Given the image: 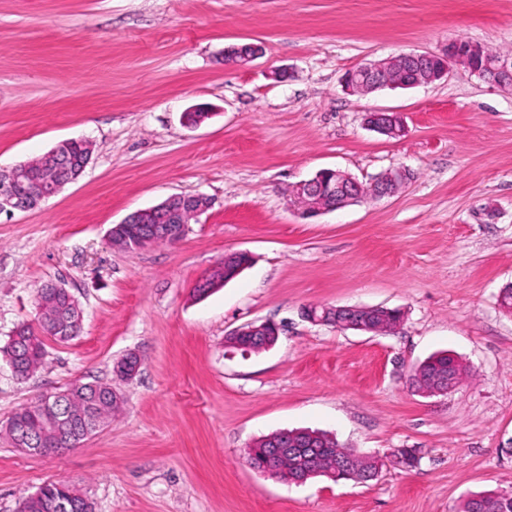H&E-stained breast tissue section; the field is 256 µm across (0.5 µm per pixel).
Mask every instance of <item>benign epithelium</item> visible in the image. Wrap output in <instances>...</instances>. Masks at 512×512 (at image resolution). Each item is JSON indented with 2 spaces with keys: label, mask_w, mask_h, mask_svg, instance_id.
Masks as SVG:
<instances>
[{
  "label": "benign epithelium",
  "mask_w": 512,
  "mask_h": 512,
  "mask_svg": "<svg viewBox=\"0 0 512 512\" xmlns=\"http://www.w3.org/2000/svg\"><path fill=\"white\" fill-rule=\"evenodd\" d=\"M262 53L261 46L253 43L234 47L224 54L226 65L245 69ZM460 66L470 74L496 88L512 89V56L498 55L490 57L483 47L469 41L453 39L439 53H400L383 59L370 61L346 72L342 79L343 88L349 93L367 95L385 87L410 88L432 84L448 78L454 67ZM364 124L369 129L396 138L405 131L404 117L399 112L372 110L365 114ZM65 141L48 153L40 166V173L31 175L28 163L21 162L11 167H0V215H14L36 208L43 201L55 196L62 188L75 182L90 162L91 145L81 141L84 149L81 164L70 171L63 169L68 155ZM411 180V173L405 168L390 169L378 174L369 184L359 182L352 175L336 169H323L314 177L301 181L291 187L290 202L306 217H315L346 206L378 200L394 195ZM211 201L202 194L173 195L163 202L147 209L130 214L123 223L112 226V231L122 225L136 224L147 215H160L166 224L159 227L158 233L169 242L176 244L185 235V226L180 220L187 214L197 218L209 207ZM377 306H336L316 311L310 307L303 309L302 317L312 324H329L340 330L367 331L368 316L377 312ZM274 329L280 335L283 326L273 321L253 322L232 332L234 336L248 334L247 341L239 348L250 351L255 342L269 341L268 331ZM138 369L137 359L128 355L119 360L113 371L121 379L133 378ZM451 376L439 375L433 378V387L429 395H445L455 389ZM39 412L44 422V430L38 435L31 433L22 419H17V447L30 455L54 453V448L42 447V437L51 433L58 439L65 438L59 429V411L57 401L44 396L41 401L30 406ZM293 448L284 436L273 442L265 453V463L259 471L267 475H276L281 464L288 461Z\"/></svg>",
  "instance_id": "7a95c632"
}]
</instances>
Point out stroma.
<instances>
[{
  "instance_id": "obj_1",
  "label": "stroma",
  "mask_w": 512,
  "mask_h": 512,
  "mask_svg": "<svg viewBox=\"0 0 512 512\" xmlns=\"http://www.w3.org/2000/svg\"><path fill=\"white\" fill-rule=\"evenodd\" d=\"M454 38L512 54V0H0V166L68 140L92 149L78 181L0 217V349L37 325V288L64 284L83 311L29 380L0 352V428L74 383L123 399L70 451L26 455L0 432V512L62 479L94 512H452L512 492V92L462 68L365 96L342 87L352 67ZM245 43L260 57L225 67ZM196 106L210 117L191 127ZM376 109L402 113L404 134L367 129ZM396 167L415 178L389 198L314 218L289 200L322 169L367 183ZM181 193L214 205L180 242L110 246L112 225ZM234 251L251 266L197 296ZM306 305L404 320L341 331L303 320ZM266 320L286 326L271 349L226 345ZM439 351L472 374L422 395L410 376ZM130 353L137 375L117 378ZM296 428L385 465L366 483L298 485L247 464L255 441ZM399 448L418 465L392 464ZM262 53L260 45L249 43L234 47L224 54V62L226 65L245 69L250 66L251 62Z\"/></svg>"
}]
</instances>
